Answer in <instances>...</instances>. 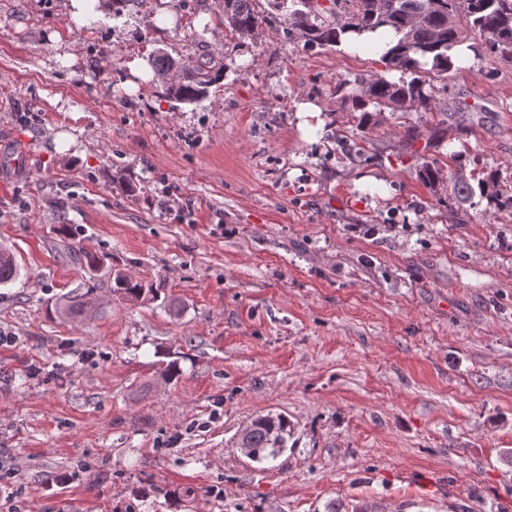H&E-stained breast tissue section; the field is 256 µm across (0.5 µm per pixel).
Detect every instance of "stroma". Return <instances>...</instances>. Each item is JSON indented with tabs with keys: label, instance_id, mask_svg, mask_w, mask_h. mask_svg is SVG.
I'll return each mask as SVG.
<instances>
[{
	"label": "stroma",
	"instance_id": "35a3bbf8",
	"mask_svg": "<svg viewBox=\"0 0 512 512\" xmlns=\"http://www.w3.org/2000/svg\"><path fill=\"white\" fill-rule=\"evenodd\" d=\"M223 11L131 0L83 29L0 0V156L28 149L0 172V512H512V213L420 178L512 190V64L367 114L342 85L397 80L378 56ZM158 50L200 102L128 90ZM268 413L291 436L256 462L237 437ZM254 0H224V17L222 24L228 25L234 34L249 38L258 34L267 25L266 16L260 15L253 8ZM476 193L475 187L468 181L467 177L461 172L453 176V190L450 193L457 209H464L466 204H473L472 199Z\"/></svg>",
	"mask_w": 512,
	"mask_h": 512
}]
</instances>
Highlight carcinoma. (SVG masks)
Here are the masks:
<instances>
[{
	"mask_svg": "<svg viewBox=\"0 0 512 512\" xmlns=\"http://www.w3.org/2000/svg\"><path fill=\"white\" fill-rule=\"evenodd\" d=\"M286 25L288 35H297L310 47H338L378 32L392 35L395 42L382 55L388 71L401 76L396 81L370 77L354 83L351 91L355 108L387 107L395 112L412 109L428 112L436 107L435 91L422 60L431 62L430 71L441 75L454 68L448 51L468 34L477 43L470 50L477 55L512 62V0H268ZM268 22L257 13L253 0H224L222 24L242 38L252 37ZM173 61L165 54L153 59V82L162 84L168 99L178 103L197 101L206 83L190 79L174 82ZM480 193L498 210L512 211V194L497 188L489 174L472 185L463 173L453 176L452 200L461 209ZM19 266L8 251L0 249V285L12 282ZM239 448L253 460L277 456L286 447L290 423L280 414L261 415L242 429Z\"/></svg>",
	"mask_w": 512,
	"mask_h": 512,
	"instance_id": "1",
	"label": "carcinoma"
}]
</instances>
